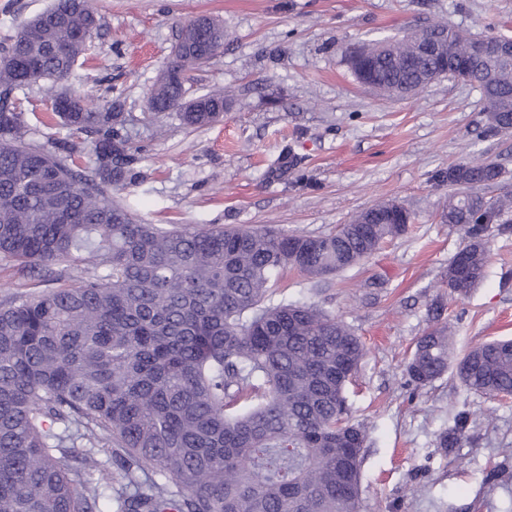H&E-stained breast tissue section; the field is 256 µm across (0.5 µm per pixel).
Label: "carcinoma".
I'll return each mask as SVG.
<instances>
[{
  "instance_id": "1",
  "label": "carcinoma",
  "mask_w": 512,
  "mask_h": 512,
  "mask_svg": "<svg viewBox=\"0 0 512 512\" xmlns=\"http://www.w3.org/2000/svg\"><path fill=\"white\" fill-rule=\"evenodd\" d=\"M99 19L91 0H52L0 53V263L39 268L47 291L0 303V512H361L365 430L345 397L365 356L342 320L305 303H265L271 280L291 267L311 277L348 269L413 223L388 202L320 236L241 228L146 224L99 187L126 185V117L67 88L53 113L91 138V170L75 167L79 144L52 154L30 142L16 90L62 83L88 50ZM448 55L421 53L435 31ZM228 34L213 20L181 28L174 54L149 90L151 117L187 100L166 70L207 64ZM480 37L443 24L351 50L346 64L383 96L414 95L451 75L490 90L485 132L512 131V63L473 60ZM188 127L224 118L221 92L197 97ZM496 163L448 167L454 194L443 213L469 251L448 262L457 293L480 285L492 234L512 233V195L489 199ZM406 364L425 386L449 368L470 391L512 395V339L455 354L442 311ZM468 418L438 436L460 444Z\"/></svg>"
}]
</instances>
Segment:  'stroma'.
<instances>
[{
	"label": "stroma",
	"instance_id": "1",
	"mask_svg": "<svg viewBox=\"0 0 512 512\" xmlns=\"http://www.w3.org/2000/svg\"><path fill=\"white\" fill-rule=\"evenodd\" d=\"M51 0H0V47ZM100 18L72 84L90 103L119 102L128 121L133 179L125 193L145 222L165 228L236 225L319 236L356 212L396 202L414 217L368 259L316 281L290 268L269 298L307 301L349 324L367 354L347 386L349 419L368 443L363 512H512V396L467 390L454 372L410 381L405 365L442 304L457 353L512 337V235L494 237L487 276L450 293L448 262L461 243L441 220L451 193L438 173L468 157L500 164L512 193V133L483 135L482 94L445 77L417 95L386 99L348 71L346 50L445 21L472 35L512 37V0H93ZM219 19L233 41L190 71L191 96L230 91L222 122L189 128L177 114L149 119L148 91L179 28ZM39 145L56 151L68 131L50 125L43 85L17 93ZM296 169L274 170L285 150ZM471 438L443 449L457 413Z\"/></svg>",
	"mask_w": 512,
	"mask_h": 512
}]
</instances>
